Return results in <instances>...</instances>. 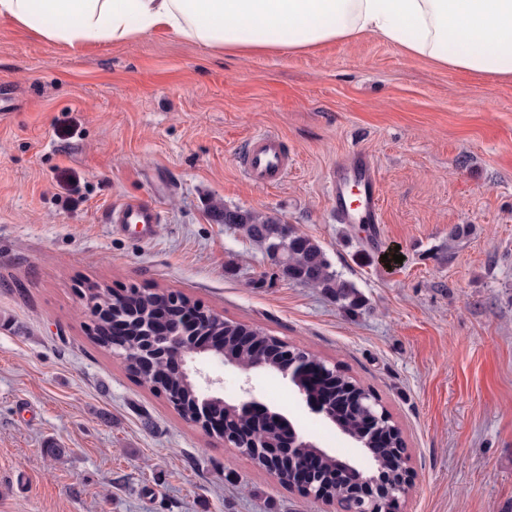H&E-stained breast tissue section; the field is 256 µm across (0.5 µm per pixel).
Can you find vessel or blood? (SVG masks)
<instances>
[{
  "mask_svg": "<svg viewBox=\"0 0 512 512\" xmlns=\"http://www.w3.org/2000/svg\"><path fill=\"white\" fill-rule=\"evenodd\" d=\"M289 158L281 138L264 132L247 143L245 173L254 184L265 186L280 182L288 172ZM336 219L343 224H378L380 179L369 155L355 149L331 167L329 172ZM108 221L114 227L139 225L144 235H151L161 221L155 203L128 199L112 207Z\"/></svg>",
  "mask_w": 512,
  "mask_h": 512,
  "instance_id": "1",
  "label": "vessel or blood"
}]
</instances>
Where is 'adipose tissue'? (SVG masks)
Segmentation results:
<instances>
[{"instance_id":"adipose-tissue-1","label":"adipose tissue","mask_w":512,"mask_h":512,"mask_svg":"<svg viewBox=\"0 0 512 512\" xmlns=\"http://www.w3.org/2000/svg\"><path fill=\"white\" fill-rule=\"evenodd\" d=\"M0 20L75 50L168 34L212 50L298 51L365 35L512 78V0H0Z\"/></svg>"}]
</instances>
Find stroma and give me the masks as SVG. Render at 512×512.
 I'll list each match as a JSON object with an SVG mask.
<instances>
[{"instance_id": "stroma-1", "label": "stroma", "mask_w": 512, "mask_h": 512, "mask_svg": "<svg viewBox=\"0 0 512 512\" xmlns=\"http://www.w3.org/2000/svg\"><path fill=\"white\" fill-rule=\"evenodd\" d=\"M262 132L291 160L274 186L242 167ZM354 149L379 172L376 230L336 220L327 172ZM154 195L152 239L108 224L114 204ZM227 206L317 241L365 309L279 278L221 222ZM459 224L469 236L450 240ZM89 282L181 292L354 376L406 443L399 512H512V80L370 36L235 52L155 34L76 52L0 21V512H337L95 345ZM196 366L225 401L253 393L365 466L289 379Z\"/></svg>"}]
</instances>
